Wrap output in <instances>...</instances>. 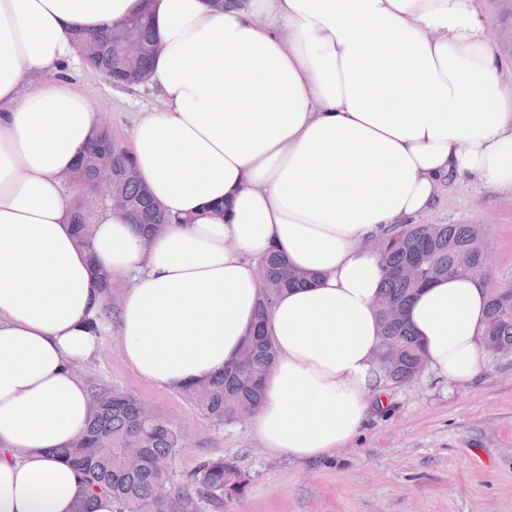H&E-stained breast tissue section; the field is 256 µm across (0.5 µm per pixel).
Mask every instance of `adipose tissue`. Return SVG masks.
Returning <instances> with one entry per match:
<instances>
[{"mask_svg":"<svg viewBox=\"0 0 512 512\" xmlns=\"http://www.w3.org/2000/svg\"><path fill=\"white\" fill-rule=\"evenodd\" d=\"M149 11L161 50L129 155L169 219L112 207L89 245L63 180L100 119L69 70L75 31ZM512 67L478 0H0V512H74L52 451L84 428L77 367L108 324L96 278L127 282L123 357L179 390L234 360L278 249L312 284L278 295L257 434L301 462L336 452L383 401L381 228L435 204L445 178L512 190ZM482 280L440 279L407 307L428 367H486Z\"/></svg>","mask_w":512,"mask_h":512,"instance_id":"ef3b65f1","label":"adipose tissue"}]
</instances>
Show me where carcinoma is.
Here are the masks:
<instances>
[{
	"mask_svg": "<svg viewBox=\"0 0 512 512\" xmlns=\"http://www.w3.org/2000/svg\"><path fill=\"white\" fill-rule=\"evenodd\" d=\"M144 54L126 56L116 24L90 37L78 33L76 43L94 44L85 65L105 77L126 75L117 83L128 88L143 79L157 44L151 19L135 15ZM72 185L85 191L101 189L119 201L129 220L153 232L165 229L167 219L139 182L126 148L112 138L110 126L101 127L100 137L83 153L72 171ZM81 233L80 243L91 238L94 215L78 197L72 210ZM379 253L386 277L381 298L391 311L380 312L381 339L377 347L383 377L394 384H410L425 365L419 342L405 321L408 303L423 288L448 276L488 278L487 252L475 224H399L379 238ZM264 286L259 318L244 338L238 357L214 378L185 386L183 397L205 416L217 422L244 420L243 411L260 407L262 380L274 359V348L265 331L266 316L274 295L303 287L310 274L288 265L277 251L261 261ZM483 343L489 351L512 348V288H488V321ZM93 408L80 435L61 454L77 471L83 490L76 512H94L92 501L106 494L112 512H200L208 504L224 512V502L243 495L245 474L232 458L218 457L204 462L175 488L170 462L182 435L160 412L145 409L144 400L114 388L97 387Z\"/></svg>",
	"mask_w": 512,
	"mask_h": 512,
	"instance_id": "cac0c4a2",
	"label": "carcinoma"
}]
</instances>
